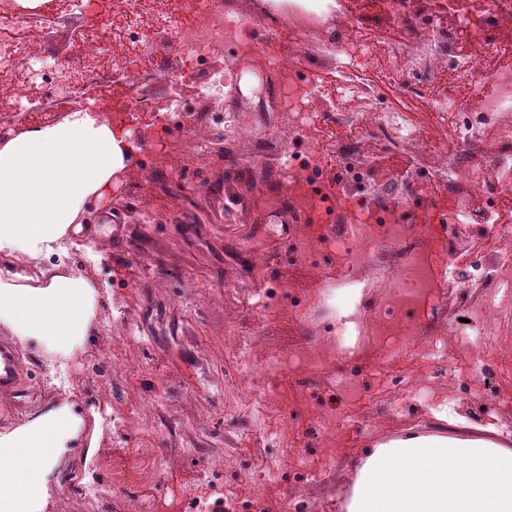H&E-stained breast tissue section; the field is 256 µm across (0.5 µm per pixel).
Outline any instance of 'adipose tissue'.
Listing matches in <instances>:
<instances>
[{
    "instance_id": "1",
    "label": "adipose tissue",
    "mask_w": 512,
    "mask_h": 512,
    "mask_svg": "<svg viewBox=\"0 0 512 512\" xmlns=\"http://www.w3.org/2000/svg\"><path fill=\"white\" fill-rule=\"evenodd\" d=\"M135 145L96 106L0 141V328L32 350L68 356L87 336L96 290L55 264L73 224L103 200ZM83 424L49 403L0 430V512H46L60 462ZM408 433L381 441L354 467L343 512H512V448L486 434Z\"/></svg>"
}]
</instances>
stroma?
I'll use <instances>...</instances> for the list:
<instances>
[{"label":"stroma","mask_w":512,"mask_h":512,"mask_svg":"<svg viewBox=\"0 0 512 512\" xmlns=\"http://www.w3.org/2000/svg\"><path fill=\"white\" fill-rule=\"evenodd\" d=\"M337 12L314 25L282 27L273 61H285L298 74L322 82L325 92L308 109H279L281 90L263 66L241 70L235 86L225 87L223 108L240 124L253 128L251 139L227 141L214 105L197 95L204 70H224L228 50L178 51L176 32L154 29L150 42L134 46L132 54L150 60L151 67L132 83L115 82L112 67L122 60L112 44L97 59L85 56L84 32L107 31L118 23L111 0H42L25 8L16 0H0V15L13 17L22 28L42 33L45 56L52 65L83 71L96 79L100 108L123 107L135 119L129 130L138 147L104 206L90 208L79 232L67 238L60 258L66 268L93 278L98 303L91 331L69 360L21 348L24 368L22 395L0 399V430L21 423L45 402L68 400L85 420L80 446L58 468L59 487L49 512H199L200 499L223 494L238 496L236 512H251L249 480L258 464L276 466L280 451L241 441V409L237 404L235 363L230 342L237 328L251 330L259 352L279 347L282 337L302 341L309 336L335 335L336 319L318 318L313 328H288L259 310L244 311L242 298L277 289L280 307H287L285 288L299 269L288 260L287 221L290 206L307 205V190L296 181L279 153L263 142L278 139L289 124L316 113L308 133L289 141L288 149L303 170L327 163L336 148V117L360 112L358 98L336 93V62L320 46L362 22L373 42L370 53L352 57L354 79L380 88L379 100L393 111L414 113L437 141L445 133L429 110L434 100H471L469 89L448 77L432 74L418 96L401 94L383 69L394 25L391 0H338ZM466 20L449 13L458 55L470 56L479 38L512 43V21L492 18L483 0H464ZM60 17L44 29L49 16ZM13 79L0 72V139L26 127L61 120L82 98L60 101L54 84H41V112L24 118L12 107ZM182 109L169 110L170 99ZM140 332L129 339L126 323ZM464 362L438 363L407 359L397 369L365 359L329 361L313 402L329 392L343 397L336 417L339 437L329 475L309 499H302V475L285 469L268 490L263 512H285L302 501L304 512H339L340 499L355 460L378 440L407 431L436 433L440 422L433 410L411 399L388 411L384 391H399L406 383L434 376L437 401L454 405L472 425H494L497 441L512 448V394L505 398L466 386ZM371 401L375 425L356 416V405ZM126 413L122 434L108 420L112 411ZM288 433L297 437L295 452L304 461L320 463L323 451L311 435L306 410L291 406L281 412ZM101 425L100 451L86 458L89 430ZM156 462L160 472L150 486L127 485L116 495L90 503L80 497L83 487L109 486L110 465L141 468Z\"/></svg>","instance_id":"obj_1"}]
</instances>
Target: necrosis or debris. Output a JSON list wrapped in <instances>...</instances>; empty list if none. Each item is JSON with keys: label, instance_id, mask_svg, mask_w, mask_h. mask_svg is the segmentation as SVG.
<instances>
[{"label": "necrosis or debris", "instance_id": "obj_1", "mask_svg": "<svg viewBox=\"0 0 512 512\" xmlns=\"http://www.w3.org/2000/svg\"><path fill=\"white\" fill-rule=\"evenodd\" d=\"M154 16L158 26L177 27L178 49L189 51L224 46V0H158ZM395 25L401 41L388 53L384 68L387 78H399L400 89L407 94L420 89V73L434 70L451 74L468 87L485 92L480 111H473L460 100H437L432 109L442 116L448 127L449 140L433 141L414 124L408 113L386 112L376 106V93L369 87L343 83L344 92L371 99V110L340 117L350 129L345 140L336 144L344 187L366 191L375 214L370 225L371 236L385 238L395 249L396 262L391 266H373L363 248L362 237H355L354 258L348 265L331 274L317 264L320 249L336 243L338 235L330 224L296 225L289 251L296 265L312 273L316 292L302 302L290 304L291 319L307 321L315 310L335 307L336 290L347 282L360 286L363 293L373 294L377 303L365 319L341 316L345 336H365L371 353L381 363L415 356L421 358L470 357L474 347L484 349L485 357L501 356L502 318L512 305V257L494 256L470 262L464 282H457L450 260L427 247L437 237L431 224H406L396 213L409 201L410 194L430 193L449 188L457 204L448 215V233L465 244L487 235H512V226L490 221L475 224L467 208L465 191L473 176L476 157H493L495 168L512 167V69L486 70L481 63L490 57L512 55V45L479 40L474 56L457 58L454 36L445 18H425L420 0H394ZM190 13L193 23L178 28L181 14ZM39 39L5 43L0 41V69L15 76L14 106L22 112H33L32 89L42 81ZM369 127L374 140L391 149L415 154L423 163L408 181L407 193L378 186L371 179L372 167L368 149L359 137L362 127ZM451 306L448 331L428 340H420V328L395 320V312L425 310L428 302ZM343 343L332 337H315L287 344L262 356L255 355L249 335L238 334L233 349L236 363L245 374L238 387L239 401L245 413L251 414V430L263 431L279 446H287L288 430L272 425L271 413L283 405L304 403L306 384L315 371L323 369L328 358L342 351ZM294 362V376L279 386L268 387L273 372L283 363Z\"/></svg>", "mask_w": 512, "mask_h": 512}]
</instances>
